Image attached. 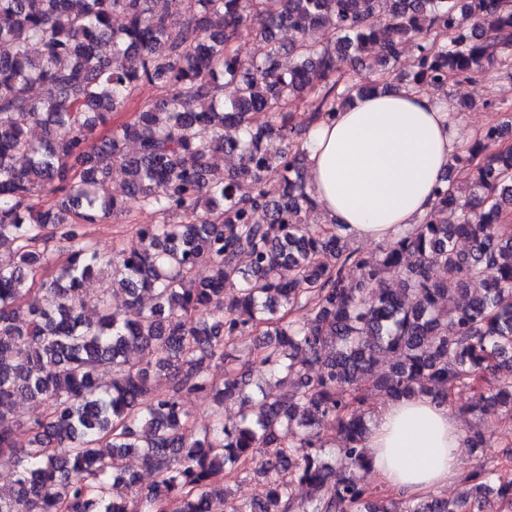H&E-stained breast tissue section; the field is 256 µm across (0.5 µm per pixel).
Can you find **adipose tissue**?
<instances>
[{
  "label": "adipose tissue",
  "mask_w": 512,
  "mask_h": 512,
  "mask_svg": "<svg viewBox=\"0 0 512 512\" xmlns=\"http://www.w3.org/2000/svg\"><path fill=\"white\" fill-rule=\"evenodd\" d=\"M465 146L446 99L411 87L373 93L311 126L307 189L346 235L385 241L431 211L434 189ZM364 446L371 478L405 498L466 475L458 413L427 397L376 407Z\"/></svg>",
  "instance_id": "obj_1"
}]
</instances>
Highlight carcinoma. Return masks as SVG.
<instances>
[{"label": "carcinoma", "instance_id": "carcinoma-1", "mask_svg": "<svg viewBox=\"0 0 512 512\" xmlns=\"http://www.w3.org/2000/svg\"><path fill=\"white\" fill-rule=\"evenodd\" d=\"M167 2L0 0V464L12 477L0 512H214L228 499L224 478L259 454L256 494L229 512H482L492 489L511 507L512 478L485 460L457 499L384 498L363 448L375 392L439 403L466 394L463 411L499 406L512 419L502 124L484 127L456 158L465 179L445 178L422 223L375 259L351 249L340 225H310L317 203L299 136L339 100L402 83L443 88L511 60L512 0H182L177 24ZM242 26L257 45L248 59L235 49ZM408 45L406 81L394 63ZM338 55L351 73H336ZM371 55L380 79L362 84ZM141 82L161 96L96 137ZM258 112L270 121L254 130ZM272 137L286 147L266 148ZM223 153L238 159L227 176L216 174ZM115 166L127 176L121 195ZM131 203L160 221L137 228L140 249L115 247L106 261L80 228ZM105 262L112 283L90 307L84 285ZM117 289L130 305L145 293L153 304L131 324L112 308ZM294 308L307 320H286ZM254 336L267 389L253 386L237 348ZM216 360L220 382L207 373ZM163 375L171 386L158 391ZM200 393L215 407L193 437L182 399ZM19 400L44 411L24 422L12 414ZM324 420L334 432L321 433ZM492 436L477 425L463 445ZM131 454L155 475L144 491Z\"/></svg>", "mask_w": 512, "mask_h": 512}]
</instances>
